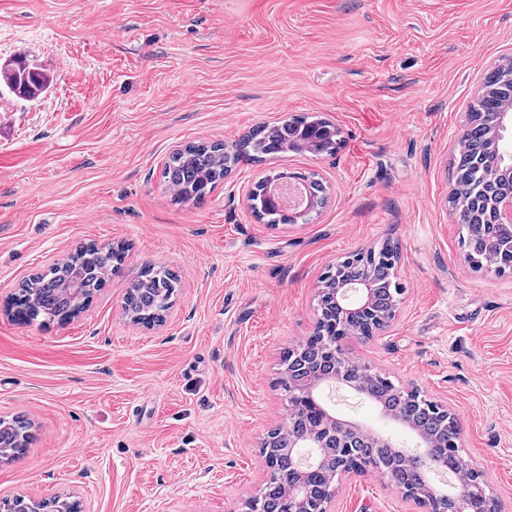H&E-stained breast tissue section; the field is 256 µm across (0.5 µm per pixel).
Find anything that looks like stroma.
Here are the masks:
<instances>
[{
    "instance_id": "obj_1",
    "label": "stroma",
    "mask_w": 512,
    "mask_h": 512,
    "mask_svg": "<svg viewBox=\"0 0 512 512\" xmlns=\"http://www.w3.org/2000/svg\"><path fill=\"white\" fill-rule=\"evenodd\" d=\"M49 81L0 92V417L33 425L0 462V499L67 497L81 512H242L281 424V358L314 329L328 266L395 242V319L350 356L446 405L460 450L512 512V272L475 269L448 204L460 125L484 76L512 61V0H0V66ZM321 115L344 140L242 165L203 203L172 202L174 146L232 144ZM316 172L308 223L256 219L264 170ZM122 268L74 319L12 321L22 280L83 244ZM148 265L177 287L163 326L133 324ZM338 417L411 450L415 434L349 389ZM331 512H416L375 474L341 477ZM31 68L23 56L0 68V88L26 98H34L47 89L48 81L39 71Z\"/></svg>"
}]
</instances>
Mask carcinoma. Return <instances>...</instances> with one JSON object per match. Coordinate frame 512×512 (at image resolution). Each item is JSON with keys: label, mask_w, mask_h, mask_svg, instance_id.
Masks as SVG:
<instances>
[{"label": "carcinoma", "mask_w": 512, "mask_h": 512, "mask_svg": "<svg viewBox=\"0 0 512 512\" xmlns=\"http://www.w3.org/2000/svg\"><path fill=\"white\" fill-rule=\"evenodd\" d=\"M47 79L31 67L22 56L0 68V86L26 98H33L47 89ZM512 108V68L502 65L494 70L482 85V96L475 101L470 126L466 137L460 141L453 159L454 187L449 204L457 215L462 229L463 244L469 262L475 267L487 263L500 273L512 270V252L499 251L495 260L486 251L488 239L507 237L492 227L491 206L503 192L512 190V173L501 172L491 181H486L482 170L475 165L474 157L482 154L488 160L494 159L491 135L486 133L484 114ZM318 129L316 140L311 144L315 154L334 155L339 149L340 131L331 123L315 117L293 116L272 126H261L246 135L239 144L228 149L222 143H190L183 150L169 156L164 164L162 177L173 195L181 203L201 200L208 190L224 180V175L241 162H252L263 156H274L292 151L301 143L304 133L310 128ZM305 187L313 200L312 208L325 205L326 190L315 175L303 177ZM264 181H259L250 193V209L260 220L268 224H295L294 216L288 210L269 213L263 208L262 190ZM123 258L120 247L100 248L95 244L81 246L70 255L71 264H55L47 272L36 274L21 283L12 297L13 310L20 314L23 322L46 323L54 320L66 321L73 317L78 305L90 299L106 279L118 269ZM357 260L378 280L381 289L376 313L371 315L372 323L380 324L391 319L396 311L402 288L394 275L398 260L397 249L387 243L379 250L358 253ZM176 277L161 266H148L135 280L125 296V311L137 318L138 323L151 326L163 320L164 313L171 305L175 291ZM305 344L297 351L285 352L283 361L294 371L304 368L307 360L322 352L323 333L328 328L329 314H321ZM350 381L357 382L368 390L378 404L398 418L415 423L420 429L431 434L436 443L434 455L455 466L459 449L453 443L455 427L446 416L438 414L427 399L419 394L396 387L387 377L373 373L363 365L346 374ZM297 408L291 421L292 429L298 433L318 424L319 412L306 399L295 400ZM5 433L0 445V456L13 459L31 444V423L17 416L11 420L0 419V433ZM331 447L327 453L331 463L310 476L314 495L323 501L332 496L339 479L336 473V458L342 457L370 471H381L390 483L406 486H421L419 473L412 468L394 449L378 444H367L355 434L348 437L337 434L330 438ZM275 459L276 470L268 483L280 487L279 494H268L262 498L265 512H289L288 484L295 476V465L288 450L278 446L268 448ZM474 477L479 487L471 495L473 512H484L485 500L497 507L489 494L481 474ZM6 512H76L79 504L65 499L33 502L17 497L3 503Z\"/></svg>", "instance_id": "1"}]
</instances>
